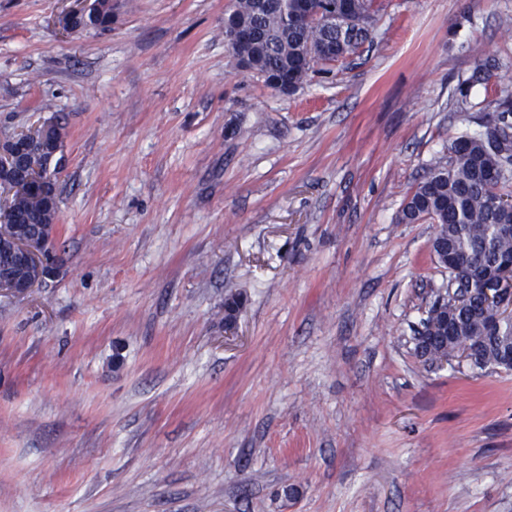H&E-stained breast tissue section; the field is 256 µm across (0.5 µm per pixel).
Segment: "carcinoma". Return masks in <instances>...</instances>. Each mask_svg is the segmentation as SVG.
<instances>
[{"label": "carcinoma", "instance_id": "1", "mask_svg": "<svg viewBox=\"0 0 512 512\" xmlns=\"http://www.w3.org/2000/svg\"><path fill=\"white\" fill-rule=\"evenodd\" d=\"M374 14V0H286L280 7L271 3L264 8L259 0H233L224 14V32L239 34L230 49L234 61L247 63L248 73L272 89L281 83L297 90L311 76L329 73L335 63L357 55L370 40ZM112 17V0H93L92 13L76 21L74 29L107 30ZM451 153L448 164L433 166L406 197L398 222L435 224L448 246L486 261L511 257L512 236L499 235L496 225L511 224L512 209L496 206L494 198L512 193V171L501 174L502 158L512 154V137L488 127L456 138ZM57 207L55 192L49 197L39 190L15 195L0 205V226L25 224L32 233H47ZM445 306L462 330L453 341L434 344L426 361L480 344L483 352L474 369L500 366V349L512 337V325H504L499 338L485 336L474 309L458 310L450 300Z\"/></svg>", "mask_w": 512, "mask_h": 512}]
</instances>
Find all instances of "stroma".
Listing matches in <instances>:
<instances>
[{
    "label": "stroma",
    "mask_w": 512,
    "mask_h": 512,
    "mask_svg": "<svg viewBox=\"0 0 512 512\" xmlns=\"http://www.w3.org/2000/svg\"><path fill=\"white\" fill-rule=\"evenodd\" d=\"M113 2L0 0V138L65 118L60 272L0 295V512H512V371L419 362L448 272L397 220L512 95V0H376L290 96L232 0ZM71 7L63 12L58 19L59 27L65 32H88L107 30L112 27L113 6L112 0H93L92 13L88 14L91 0H69ZM88 14V15H87ZM87 15V16H86ZM86 16L75 22L71 29L70 20L75 17Z\"/></svg>",
    "instance_id": "1"
}]
</instances>
